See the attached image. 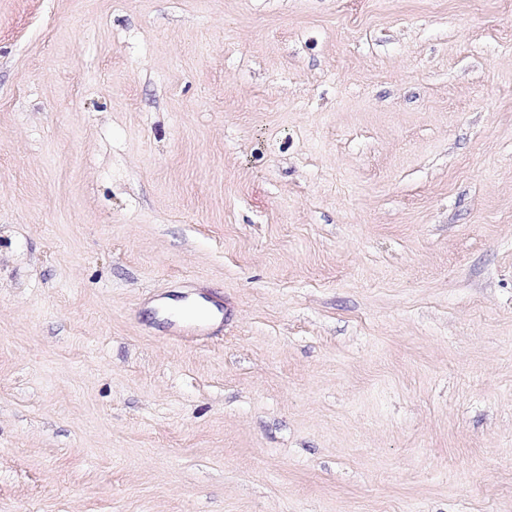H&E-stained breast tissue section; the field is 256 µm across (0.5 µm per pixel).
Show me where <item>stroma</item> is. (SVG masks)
I'll list each match as a JSON object with an SVG mask.
<instances>
[{"label":"stroma","instance_id":"35a3bbf8","mask_svg":"<svg viewBox=\"0 0 512 512\" xmlns=\"http://www.w3.org/2000/svg\"><path fill=\"white\" fill-rule=\"evenodd\" d=\"M0 512H512V0H0Z\"/></svg>","mask_w":512,"mask_h":512}]
</instances>
